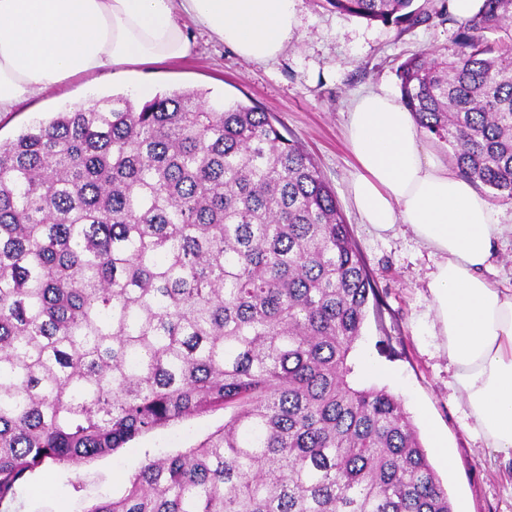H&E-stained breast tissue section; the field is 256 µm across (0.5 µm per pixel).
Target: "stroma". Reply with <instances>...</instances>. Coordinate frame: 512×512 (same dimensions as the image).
I'll return each instance as SVG.
<instances>
[{"mask_svg":"<svg viewBox=\"0 0 512 512\" xmlns=\"http://www.w3.org/2000/svg\"><path fill=\"white\" fill-rule=\"evenodd\" d=\"M299 20L283 54L267 63L246 61L188 23L194 50L186 61L131 65L113 82L68 80L52 95H35L0 118V139L74 103L117 93L139 99L143 83L156 95L206 89L211 99L254 103L273 112L282 133L303 146L335 191L372 278L376 299L354 355L375 370L356 373V385L384 387L400 397L456 512H512V467L492 459L467 431L466 407L451 386L444 341L431 331L427 275L435 256L405 226L382 237L371 234L347 200L353 163L343 138L348 99L367 89L398 91L397 67L417 51L445 52L460 20L453 15L404 30L337 12L321 0H300ZM223 423L218 410L144 435L117 454L76 467H50L48 475H36L20 491L14 512H87L100 500L122 495L146 453L192 447ZM436 434L451 450V465H444L432 446Z\"/></svg>","mask_w":512,"mask_h":512,"instance_id":"1","label":"stroma"}]
</instances>
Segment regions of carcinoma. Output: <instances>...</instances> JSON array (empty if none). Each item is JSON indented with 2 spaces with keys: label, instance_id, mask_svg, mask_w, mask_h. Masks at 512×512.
<instances>
[{
  "label": "carcinoma",
  "instance_id": "carcinoma-1",
  "mask_svg": "<svg viewBox=\"0 0 512 512\" xmlns=\"http://www.w3.org/2000/svg\"><path fill=\"white\" fill-rule=\"evenodd\" d=\"M397 77L458 172L512 200V0H475ZM373 295L334 190L256 106L113 95L0 141V512L48 465L216 410L87 512H453L400 399L353 383Z\"/></svg>",
  "mask_w": 512,
  "mask_h": 512
}]
</instances>
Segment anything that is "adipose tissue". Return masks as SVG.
Listing matches in <instances>:
<instances>
[{"instance_id": "adipose-tissue-1", "label": "adipose tissue", "mask_w": 512, "mask_h": 512, "mask_svg": "<svg viewBox=\"0 0 512 512\" xmlns=\"http://www.w3.org/2000/svg\"><path fill=\"white\" fill-rule=\"evenodd\" d=\"M186 18L242 58L268 62L298 28L297 0H0V114L72 78L112 79L130 64L187 58ZM346 111L350 204L370 233L407 225L437 256L432 332L444 339L469 431L510 462L512 290L490 278L503 213L426 150L393 94L358 93Z\"/></svg>"}]
</instances>
